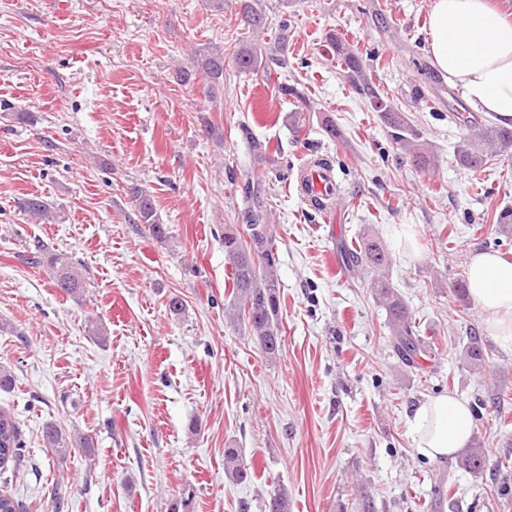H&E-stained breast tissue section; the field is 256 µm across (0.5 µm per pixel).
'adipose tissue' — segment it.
Listing matches in <instances>:
<instances>
[{"label": "adipose tissue", "mask_w": 512, "mask_h": 512, "mask_svg": "<svg viewBox=\"0 0 512 512\" xmlns=\"http://www.w3.org/2000/svg\"><path fill=\"white\" fill-rule=\"evenodd\" d=\"M427 43L432 66L476 111L512 126V18L488 0H433ZM467 279L472 300L488 315L487 332L512 347V263L473 253ZM408 421L416 448L431 460L464 448L474 427L469 405L449 393L414 406Z\"/></svg>", "instance_id": "1"}]
</instances>
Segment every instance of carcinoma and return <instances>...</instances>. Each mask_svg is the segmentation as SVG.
I'll return each mask as SVG.
<instances>
[{"mask_svg":"<svg viewBox=\"0 0 512 512\" xmlns=\"http://www.w3.org/2000/svg\"><path fill=\"white\" fill-rule=\"evenodd\" d=\"M241 22L251 31H260L266 25L265 14L257 8L256 0H240ZM331 48L336 52L349 80L366 88L374 111L382 114L390 137L413 163L424 169L434 164V155L429 151L423 135L405 113L375 94L369 86L359 56L342 41L334 38ZM267 48L260 43L246 41L239 44L232 55L238 70L252 74L265 72ZM197 71L210 92L224 85V53H209L197 58ZM463 122L466 134L458 152L461 165L478 170L486 165L491 156L512 149V128L493 124H481L475 117L456 113ZM130 196L140 223L146 225L152 236L164 243L169 239L166 225L160 223L153 197L143 188L133 186ZM241 218L245 222L244 234L233 231L224 233V254L228 260L230 292V318L244 326L265 356L270 360L279 357L283 348V325L281 321L280 282L278 279L279 258L272 241L271 225L267 224V209L255 191L248 192L243 200ZM347 265L357 267L366 264L375 272L373 288L379 303L388 311V327L393 348L397 356L407 365L415 367L419 360L431 357V343L419 336L402 297L384 274L389 255L382 243L374 237H365L359 249L342 246ZM30 263L43 267L55 287L69 296H78L84 291L82 275L62 254L51 252L45 246L35 248ZM466 361L481 367L484 361L482 345L472 338L465 349ZM44 442L59 459H64L75 447H93V438L86 434L68 435L54 423L43 429ZM26 445L22 439L19 422L10 412L0 410V474L11 476L19 473ZM462 465L473 476L482 474L485 467V452L481 446L467 449ZM224 470L239 482L250 477L240 452L236 448L224 449ZM265 512H290L288 489L278 486L269 494Z\"/></svg>","mask_w":512,"mask_h":512,"instance_id":"carcinoma-1","label":"carcinoma"}]
</instances>
